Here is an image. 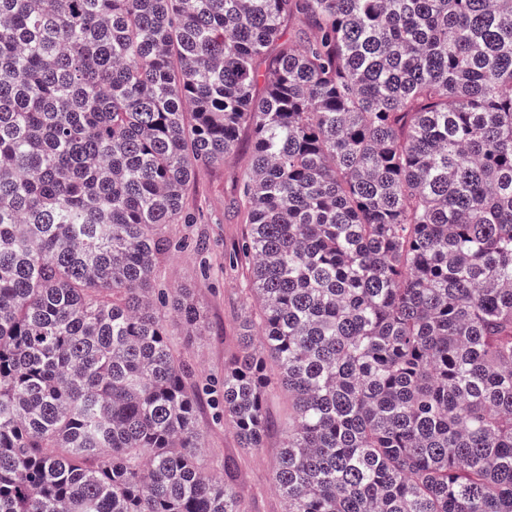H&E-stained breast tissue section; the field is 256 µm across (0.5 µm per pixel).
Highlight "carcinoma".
Returning a JSON list of instances; mask_svg holds the SVG:
<instances>
[{
	"label": "carcinoma",
	"mask_w": 512,
	"mask_h": 512,
	"mask_svg": "<svg viewBox=\"0 0 512 512\" xmlns=\"http://www.w3.org/2000/svg\"><path fill=\"white\" fill-rule=\"evenodd\" d=\"M244 130L284 512H512V0H0V512H249L152 286Z\"/></svg>",
	"instance_id": "carcinoma-1"
}]
</instances>
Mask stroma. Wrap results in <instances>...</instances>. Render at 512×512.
Here are the masks:
<instances>
[{"instance_id": "35a3bbf8", "label": "stroma", "mask_w": 512, "mask_h": 512, "mask_svg": "<svg viewBox=\"0 0 512 512\" xmlns=\"http://www.w3.org/2000/svg\"><path fill=\"white\" fill-rule=\"evenodd\" d=\"M251 138L242 135L238 154L221 167H199L185 193L187 223L170 228L177 245L156 271L155 284L165 292L179 291L192 300L203 317L200 335L188 336L171 326L175 353L194 371L197 387L208 388L212 399L201 402L198 419L202 427L201 462L215 476L245 497L250 512H283L273 488V470L279 452L289 406L285 393L275 385L264 393L265 414L272 425L265 446L251 451L241 448L231 425L217 420L213 400L224 390V366L239 351L242 324L249 314L243 288L244 266H230L228 257L241 248L247 226L230 202L246 173ZM207 239L206 252H197L198 235Z\"/></svg>"}]
</instances>
